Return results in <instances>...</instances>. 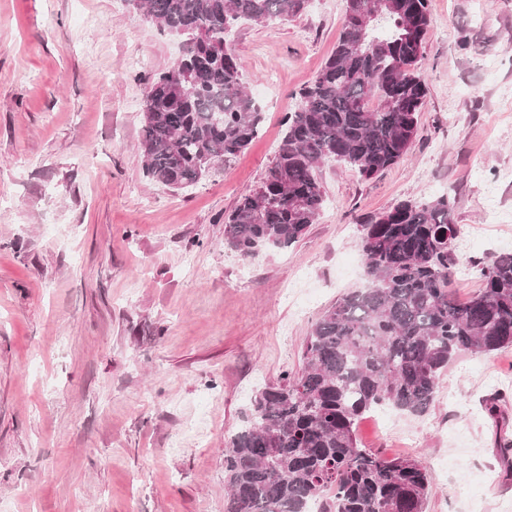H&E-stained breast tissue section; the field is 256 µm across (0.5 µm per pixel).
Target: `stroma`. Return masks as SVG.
<instances>
[{"label":"stroma","instance_id":"35a3bbf8","mask_svg":"<svg viewBox=\"0 0 512 512\" xmlns=\"http://www.w3.org/2000/svg\"><path fill=\"white\" fill-rule=\"evenodd\" d=\"M428 92L397 165L336 162L294 245L244 258L224 215L274 160L283 117L339 37L345 0L239 25L259 136L185 190L150 181L146 79L180 42L128 0H0V505L11 512H224V449L254 394L302 369L321 314L362 283V226L449 198L462 258L512 252V0H429ZM498 399L495 425L485 401ZM204 436L171 452L198 415ZM512 347L460 353L421 416L357 423L430 476L424 512H512Z\"/></svg>","mask_w":512,"mask_h":512}]
</instances>
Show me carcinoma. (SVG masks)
<instances>
[{
  "mask_svg": "<svg viewBox=\"0 0 512 512\" xmlns=\"http://www.w3.org/2000/svg\"><path fill=\"white\" fill-rule=\"evenodd\" d=\"M146 20L184 39V56L151 80L144 99L142 168L183 190L241 154L263 112L245 90L229 43L242 22L303 13L308 0H141ZM346 0L333 54L299 91L261 183L224 218V244L243 257L288 248L321 213L316 172L335 161L364 179L399 163L427 94L418 64L429 0ZM458 237L449 199L402 201L363 225L365 284L312 326L303 369L258 392L224 448V512H423L430 480L415 460L359 447L356 423L389 406L423 415L459 353L512 346V253L475 261L483 287L449 291Z\"/></svg>",
  "mask_w": 512,
  "mask_h": 512,
  "instance_id": "1",
  "label": "carcinoma"
}]
</instances>
